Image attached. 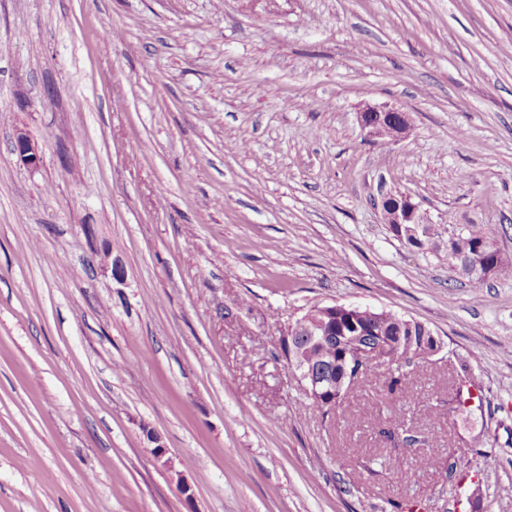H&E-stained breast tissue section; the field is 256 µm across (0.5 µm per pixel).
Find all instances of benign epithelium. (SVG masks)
Segmentation results:
<instances>
[{
	"mask_svg": "<svg viewBox=\"0 0 512 512\" xmlns=\"http://www.w3.org/2000/svg\"><path fill=\"white\" fill-rule=\"evenodd\" d=\"M358 122L367 136L389 138L393 141L402 139L409 129L408 115L387 106H363L358 112ZM15 151L27 166L35 168L39 165L40 157L25 134L17 135ZM389 223L394 225L393 234L412 248L421 239L425 229L419 206L410 196L403 194L394 198ZM466 242L467 239L462 233L453 235L448 242V259L456 261L457 273L463 276L491 274L494 271L492 265L464 258ZM357 312L358 307L352 305H327L322 307V311L310 313L288 327L286 338L289 364L299 372V378L305 383L309 396L315 399L324 396L327 392V378L313 371L303 361L295 346L296 340L304 338L315 344L331 334L336 335L340 349L337 364L343 380L353 379L364 367L381 361L383 352L393 345L386 336H378L375 341H370L355 321Z\"/></svg>",
	"mask_w": 512,
	"mask_h": 512,
	"instance_id": "1",
	"label": "benign epithelium"
}]
</instances>
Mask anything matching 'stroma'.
Returning a JSON list of instances; mask_svg holds the SVG:
<instances>
[{"label":"stroma","instance_id":"stroma-1","mask_svg":"<svg viewBox=\"0 0 512 512\" xmlns=\"http://www.w3.org/2000/svg\"><path fill=\"white\" fill-rule=\"evenodd\" d=\"M386 192L512 265V0H0V512H512V268L473 293ZM332 304L442 349L309 412L279 340ZM361 129L369 137L389 138L393 141L404 137L409 129L408 115L396 108L366 104L358 112ZM395 204L393 205V212L391 214L392 201L386 202L384 209L387 214H391L390 220L386 221L387 224H397L391 228L393 234L405 242L411 248H415L417 242L421 239L424 233L425 224L422 214L420 213L419 206L412 201L408 195H399L393 197ZM403 224H413L411 227H404ZM454 224H448V228H442L439 224H427V236L424 242L419 244V250L430 247L432 242L442 237L446 232L449 233L453 230Z\"/></svg>","mask_w":512,"mask_h":512}]
</instances>
